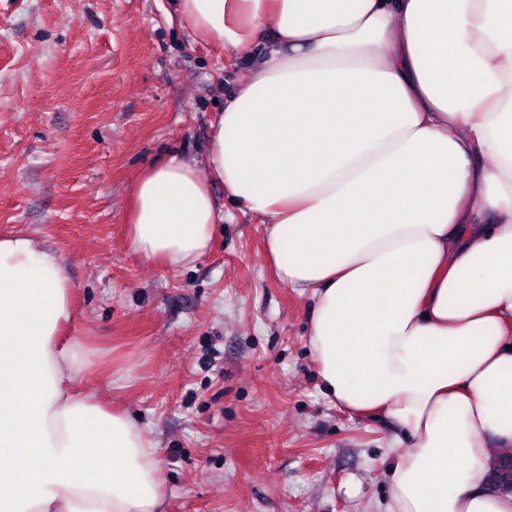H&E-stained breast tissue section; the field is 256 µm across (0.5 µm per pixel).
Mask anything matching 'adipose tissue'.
<instances>
[{"label": "adipose tissue", "mask_w": 512, "mask_h": 512, "mask_svg": "<svg viewBox=\"0 0 512 512\" xmlns=\"http://www.w3.org/2000/svg\"><path fill=\"white\" fill-rule=\"evenodd\" d=\"M194 36L261 43L205 163L130 189L128 244L168 269L237 198L279 282L312 293L325 396L394 421L384 512H512V0H175ZM57 251L0 238V512H165L157 444L81 385Z\"/></svg>", "instance_id": "adipose-tissue-1"}]
</instances>
